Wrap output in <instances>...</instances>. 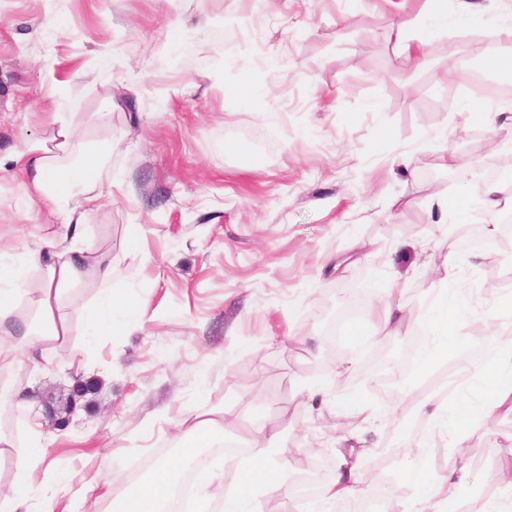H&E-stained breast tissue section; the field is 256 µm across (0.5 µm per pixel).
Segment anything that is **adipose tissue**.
<instances>
[{
    "label": "adipose tissue",
    "instance_id": "1",
    "mask_svg": "<svg viewBox=\"0 0 512 512\" xmlns=\"http://www.w3.org/2000/svg\"><path fill=\"white\" fill-rule=\"evenodd\" d=\"M19 163L23 198L27 202L45 201L49 213L62 220L60 231L33 244L0 248V356L8 364L20 365L41 356L51 344L65 341L69 323L60 316V304L74 289L100 282L97 300L76 305L90 335L99 336L112 329L114 317L128 312V327H138L147 314V302L130 305L123 292L112 290V263L103 255L80 245L88 212L99 200L91 186L99 183L107 165L104 154L80 146L67 126H60L54 146L38 142L22 146L12 157ZM39 272L38 287H30L32 272ZM490 357L469 361L467 367L495 386L496 409L512 414V337H491ZM223 412L188 415L180 424L176 438L181 460L195 457L200 449L213 446L236 430ZM278 437L257 421L245 428L243 442L248 449L244 464L225 463L220 484L213 487L211 498L221 500L223 512H257L253 493V474H262L266 482L287 487L285 464L278 454ZM9 435L0 433V459L11 461V480L7 490H0V512H26L27 495L37 473L46 461L41 446L17 452ZM366 464L355 446L337 450L335 481L325 488L330 501L354 498L358 472ZM175 482L167 466H159L143 485L127 489L122 495L104 491L100 499L110 512H161Z\"/></svg>",
    "mask_w": 512,
    "mask_h": 512
}]
</instances>
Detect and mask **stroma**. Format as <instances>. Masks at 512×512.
<instances>
[{
	"mask_svg": "<svg viewBox=\"0 0 512 512\" xmlns=\"http://www.w3.org/2000/svg\"><path fill=\"white\" fill-rule=\"evenodd\" d=\"M445 0L447 22L432 32L425 0H0V158L23 142L51 139L65 118L79 142L112 148L99 206L87 218L88 244L112 260V285L148 301L138 330L115 324L95 338L61 305L71 334L17 374L57 407L78 383L96 382L65 430H42L50 461L28 498L43 492L81 508L100 489H119L144 463L176 465L173 437L185 412L224 410L260 418L278 434L288 496L303 512H336L323 495L296 488L312 468L336 478V442L362 448L399 442L416 451L420 483L401 477L403 459L369 457L362 496L385 512H422L433 497L487 512L512 467V414L491 409L486 381L464 398L479 406L476 429L460 432L451 410L432 432L420 419L417 362L438 343L427 319L437 292L453 296L461 327L449 357L464 362L477 336L512 335L497 310L512 288V247L501 239L459 250L454 217L441 199L462 197L478 227L481 211L468 173L512 152V130H491L471 102L512 113L475 95L451 74L452 45L473 66L501 49L512 0ZM423 42L425 62L407 68L396 24ZM194 40L177 57L178 37ZM250 82L245 101L227 86ZM456 165H449V156ZM19 183L0 172V238L18 229L58 228L43 202L23 205ZM140 225L143 248L126 246ZM368 251L357 254L356 241ZM456 255V290L445 277ZM357 280L370 299L392 293L406 307L401 334L374 332L370 309L356 324L366 349L341 336L326 355L319 302L337 307L336 285ZM364 407L337 402V388ZM462 472L458 482L449 472Z\"/></svg>",
	"mask_w": 512,
	"mask_h": 512,
	"instance_id": "1",
	"label": "stroma"
}]
</instances>
